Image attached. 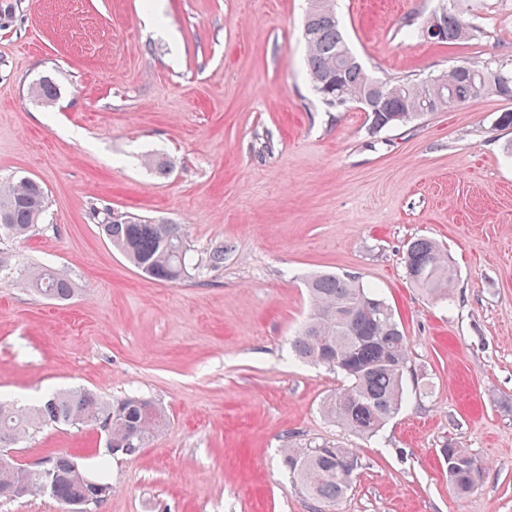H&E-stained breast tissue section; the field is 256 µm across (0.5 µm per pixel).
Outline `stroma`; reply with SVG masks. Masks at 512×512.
I'll return each instance as SVG.
<instances>
[{
    "label": "stroma",
    "instance_id": "1",
    "mask_svg": "<svg viewBox=\"0 0 512 512\" xmlns=\"http://www.w3.org/2000/svg\"><path fill=\"white\" fill-rule=\"evenodd\" d=\"M0 22V179L30 176L48 208L5 244L18 268L66 270L68 304L0 284V397L29 403L85 387L153 400L165 426L108 459L112 491L91 512H308L281 450L330 442L362 467L334 512H512V130L489 95L399 128L312 90L307 0H16ZM441 0H337L350 46L380 79L423 78L462 62L512 67V0H456L474 29L458 46L406 36ZM153 9L163 35L142 23ZM52 105L33 102L40 76ZM272 151H264V141ZM165 158L168 175L141 165ZM187 225L206 278L141 274L102 236L101 207ZM418 237L448 253L436 300L408 279ZM353 276L392 306L410 342L405 402L374 437L325 419L336 374L295 360L309 311L303 282ZM487 473L472 493L448 482L447 445ZM90 425L30 431L12 454L42 468L91 465Z\"/></svg>",
    "mask_w": 512,
    "mask_h": 512
}]
</instances>
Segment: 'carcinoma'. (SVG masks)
Listing matches in <instances>:
<instances>
[{
    "label": "carcinoma",
    "mask_w": 512,
    "mask_h": 512,
    "mask_svg": "<svg viewBox=\"0 0 512 512\" xmlns=\"http://www.w3.org/2000/svg\"><path fill=\"white\" fill-rule=\"evenodd\" d=\"M448 35L439 40L455 45L470 35L469 25L452 7L438 14ZM303 39L306 69L315 94L329 108L356 103L373 85L375 111L368 112L373 129L399 127L450 106L465 105L493 94L512 101V69L493 70L476 62H463L447 72L424 79L381 80L371 76L349 48L336 18L335 0H309ZM36 96L44 104L56 101L58 89L45 76L36 83ZM48 204L43 185L30 177L0 182V244L19 242L36 231ZM103 235L143 274L160 282L178 283L206 276L224 264V243L204 254L185 250L186 225L149 219L109 208L93 210ZM405 265L409 279L426 293L447 296L449 269L446 252L429 238H416L407 248ZM29 283L43 297L67 301L77 288L61 270L41 269L29 275ZM310 310L301 329L291 339L295 356L341 375L346 384L322 403L324 417L362 437L376 435L399 412L404 402L403 374L409 341L392 307L376 291L345 276L320 273L306 283ZM146 400L124 397L105 401L88 389L55 392L32 407L0 401V500L3 492L23 483L27 494L41 492L39 481L25 470L10 465L4 452L37 426H96L112 422V435L121 447L136 450L165 424L143 418ZM451 468L448 479L465 495L483 480L472 469L474 456L465 448L443 449ZM69 455L53 457L57 480L53 497L63 506L84 493L72 471ZM283 464L296 487L311 501L333 506L352 484L350 471L361 468L352 448L320 443L310 448L283 449Z\"/></svg>",
    "instance_id": "carcinoma-1"
}]
</instances>
